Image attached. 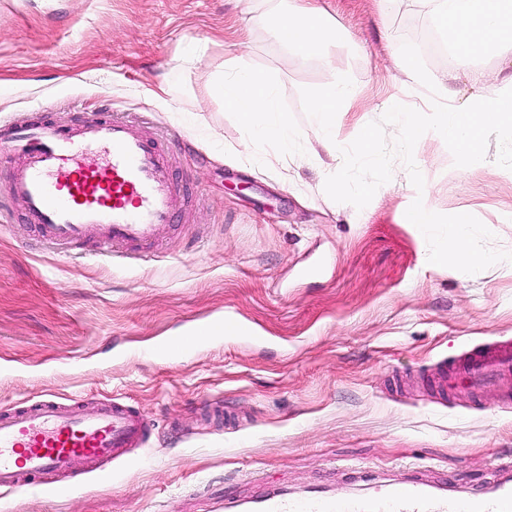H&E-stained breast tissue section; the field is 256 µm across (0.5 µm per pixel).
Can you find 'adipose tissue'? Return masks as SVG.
Returning a JSON list of instances; mask_svg holds the SVG:
<instances>
[{"label":"adipose tissue","mask_w":512,"mask_h":512,"mask_svg":"<svg viewBox=\"0 0 512 512\" xmlns=\"http://www.w3.org/2000/svg\"><path fill=\"white\" fill-rule=\"evenodd\" d=\"M271 31L276 41L301 55H318L343 38L314 0H273ZM442 37L456 52L459 69H468L476 52L512 58V0H427ZM224 106L251 139L274 144L289 154L299 137L279 111L277 90L259 71L231 65L224 78Z\"/></svg>","instance_id":"obj_1"}]
</instances>
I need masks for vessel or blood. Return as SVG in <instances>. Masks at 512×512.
<instances>
[{"label":"vessel or blood","mask_w":512,"mask_h":512,"mask_svg":"<svg viewBox=\"0 0 512 512\" xmlns=\"http://www.w3.org/2000/svg\"><path fill=\"white\" fill-rule=\"evenodd\" d=\"M0 151L21 156L9 168L0 194V219L13 215L34 224L52 243L96 241L99 254L137 260L188 210L171 146L136 130L130 120L96 117L67 127L50 120L0 126ZM245 325L221 318L163 339L158 349L186 348L211 334H246ZM464 375L471 388L512 382V343L500 342L470 358ZM148 421L116 400L87 413L56 396L0 409V490L19 491L31 481L56 489L82 463L106 478L105 467L143 447ZM500 479L479 490L404 479L368 495L339 497L313 491L278 492L252 500L225 497V512H512V463Z\"/></svg>","instance_id":"b4317fda"}]
</instances>
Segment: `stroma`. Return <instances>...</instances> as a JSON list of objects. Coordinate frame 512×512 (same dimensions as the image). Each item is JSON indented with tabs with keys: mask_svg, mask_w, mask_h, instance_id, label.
Listing matches in <instances>:
<instances>
[{
	"mask_svg": "<svg viewBox=\"0 0 512 512\" xmlns=\"http://www.w3.org/2000/svg\"><path fill=\"white\" fill-rule=\"evenodd\" d=\"M320 3L348 35L309 57L273 38L265 0H0V122L135 116L173 139L176 170L199 189L186 220L131 263L0 222V408L114 398L151 424L109 480L77 466L56 494H0V512H218L231 493L367 494L415 470L477 488L512 460V399L471 392L456 373L470 351L512 340V262L428 270L427 242L402 216L419 196L434 212L465 209L492 232L489 248L512 252V171L496 165L497 142L459 175L426 133L414 149L423 190L398 162L359 210L325 194L341 164L319 152L300 97L352 77L336 121L344 146L392 100L429 112L399 66L402 42L461 102L512 88V61L478 52L458 70L423 0ZM236 55L277 83L300 133L294 163L225 111ZM164 79L173 93L161 98ZM226 150L244 161L224 164ZM215 317L257 336L155 353Z\"/></svg>",
	"mask_w": 512,
	"mask_h": 512,
	"instance_id": "1",
	"label": "stroma"
}]
</instances>
